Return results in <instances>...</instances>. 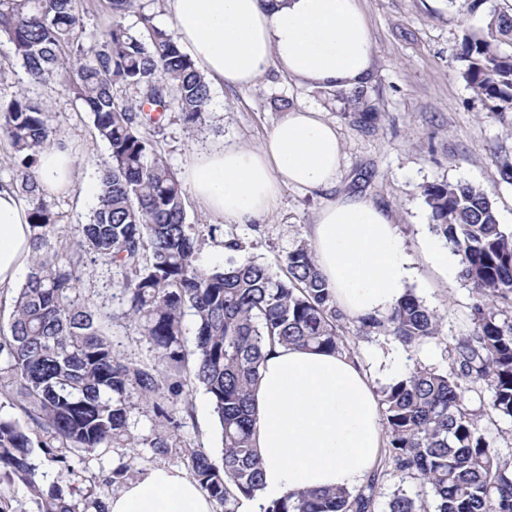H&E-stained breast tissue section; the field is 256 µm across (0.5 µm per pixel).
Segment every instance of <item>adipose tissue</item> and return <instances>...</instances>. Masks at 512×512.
<instances>
[{
	"mask_svg": "<svg viewBox=\"0 0 512 512\" xmlns=\"http://www.w3.org/2000/svg\"><path fill=\"white\" fill-rule=\"evenodd\" d=\"M178 42L209 84L244 89L270 69L325 89L362 85L372 63V34L358 0H168ZM335 126L297 106L256 148L206 150L186 178L214 215L249 224L268 214L282 188L318 191L340 165ZM39 176L52 194L69 192L74 158L55 146L40 154ZM28 210L0 186V291L30 264ZM318 267L349 316L387 313L414 275L391 217L371 200L342 196L313 226ZM253 443L263 484L240 512L302 489L363 483L376 465L383 431L378 400L347 353L277 347L266 354L254 392ZM107 512H214L184 472L146 470L113 495Z\"/></svg>",
	"mask_w": 512,
	"mask_h": 512,
	"instance_id": "ef3b65f1",
	"label": "adipose tissue"
}]
</instances>
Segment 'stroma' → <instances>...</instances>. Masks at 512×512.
Returning a JSON list of instances; mask_svg holds the SVG:
<instances>
[{
    "instance_id": "1",
    "label": "stroma",
    "mask_w": 512,
    "mask_h": 512,
    "mask_svg": "<svg viewBox=\"0 0 512 512\" xmlns=\"http://www.w3.org/2000/svg\"><path fill=\"white\" fill-rule=\"evenodd\" d=\"M373 40L372 73L366 84L368 103L376 110L371 118L351 112L334 90L304 85L269 71L251 86L235 90L212 88V102L204 124L187 131L177 113L151 131L155 148L177 176H184L199 150L234 145L255 148L286 114L275 108L278 99L321 112L336 126L342 153L332 188L307 191L284 188L270 213L251 224H235L210 214L194 194L186 196V222L200 241L198 262L212 267L226 264L224 242L241 239L248 255L285 275L283 259L299 239H310L311 227L329 198L353 194L381 206L392 218L402 240L414 277L408 287L441 318L437 339L414 350L393 337L362 338L356 323H348L350 352L368 373L375 390H382L401 371L420 362L440 369L448 366L447 346L454 336L471 329L472 290L460 278L458 265L441 270L429 256L442 240L430 228L424 185L448 181L482 186L494 202L498 220L512 229V183L502 181L499 161L512 157V112H486L473 89L462 78V64L453 56L455 45L468 31L485 29L491 9L512 10V0H485L468 11L460 0H360ZM50 102L76 159L74 189L54 199V210L69 235H79L95 206L86 192L96 165L107 154L96 139L88 116L77 110L60 89H40ZM189 407L178 410L174 448L161 453L150 448L154 416L143 410L129 415L136 446L99 448L92 452L63 448L47 434L34 440V462L45 485H58L71 494L80 512L88 502L109 501L119 490L112 474L127 466L128 476L153 467L188 470V451L207 449L220 458L222 443L217 416L205 389L185 387ZM379 492L372 512H388L398 492L418 490L407 473L380 458Z\"/></svg>"
}]
</instances>
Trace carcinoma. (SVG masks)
<instances>
[{
    "label": "carcinoma",
    "mask_w": 512,
    "mask_h": 512,
    "mask_svg": "<svg viewBox=\"0 0 512 512\" xmlns=\"http://www.w3.org/2000/svg\"><path fill=\"white\" fill-rule=\"evenodd\" d=\"M111 21L86 33L84 0H0V39L24 78L0 106V142L11 148L10 184L27 202L32 257L14 298L10 334L0 336V396L18 404L27 424L0 418V474L26 486L39 512H76L56 485L44 488L32 435L47 432L65 448H122L131 397L152 409L150 447L165 453L179 427L168 400L183 394L188 352L184 310L197 323L193 379L209 394L222 430L221 463L190 452L193 478L224 512H238L262 486L252 446L253 386L265 349L277 344L347 350L349 317L321 275L313 247L297 241L280 278L252 259L197 263L186 223L185 188L153 149L150 129L177 112L188 129L210 110L211 89L174 34L154 23L140 0H106ZM138 14L140 28L123 23ZM512 14L491 11L486 30L464 35L455 58L485 111L512 112ZM57 86L89 114L107 155L96 168L89 222L70 237L38 178V156L65 145L61 127L36 91ZM433 231L459 259L475 292L473 328L448 346L450 367L415 363L382 391L388 460L417 480L422 493L393 495L389 512H512V465L487 439L465 393L483 388L488 410L512 417V230L499 224L489 194L447 181L423 188ZM121 270L115 298L121 318L148 337L161 365L121 357L107 337L115 315L80 298L88 261ZM360 332L392 336L407 349L438 337L440 317L413 292L384 315L357 318ZM379 483L356 489L300 490L263 512H370Z\"/></svg>",
    "instance_id": "carcinoma-1"
}]
</instances>
